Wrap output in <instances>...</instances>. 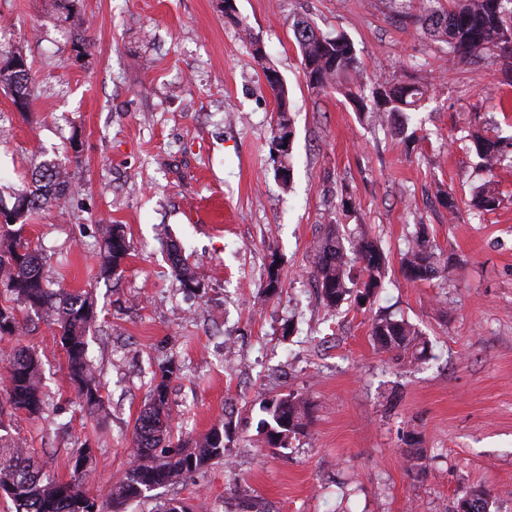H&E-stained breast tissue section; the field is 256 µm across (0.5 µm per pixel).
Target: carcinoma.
Returning a JSON list of instances; mask_svg holds the SVG:
<instances>
[{
    "label": "carcinoma",
    "instance_id": "1",
    "mask_svg": "<svg viewBox=\"0 0 512 512\" xmlns=\"http://www.w3.org/2000/svg\"><path fill=\"white\" fill-rule=\"evenodd\" d=\"M427 11L414 18L427 34L448 46V59L479 62L495 54L512 57V0H453L446 10L441 0H428ZM302 69L310 89L319 93L341 83V78L360 68L353 42L343 33L324 32L305 20L294 24ZM0 86L12 101L30 105L31 90L27 71H14L0 64ZM269 88L276 102V125L288 124L294 135L286 85ZM358 112L380 127H388L401 140H408L409 113L417 112L429 99V88L419 82H379L367 87L363 82L348 91ZM469 149L485 174L476 186L472 206L493 211L501 204L494 180L495 170L512 161V135L488 137L479 129L468 134ZM31 189L18 195L26 206L12 224H0V287L6 294L0 303V339L24 332V322L16 314L21 304L52 318L60 344L67 356V371L75 387L79 406L93 416L102 408L101 382L87 356V336L96 321L94 300L86 290L55 291L45 276L46 257L32 248L24 237V227L32 213L50 206H63L69 199L68 172L53 161L43 163ZM131 243L122 226L108 231L99 251V272L105 278L117 275L130 254ZM173 273L186 288L200 285L197 272L175 248L168 251ZM385 266L383 251L365 237L346 247L339 226L329 224L314 263L317 289L333 309L353 298L369 301L381 287ZM404 274L412 281H427L448 271V262L420 228L402 261ZM371 336L385 352L406 354L417 360L422 356L421 333L404 320L390 316L377 319ZM176 372L174 362L154 378L150 400L137 417L132 439L134 452L127 468L109 485L106 498L118 508L140 500L157 487L176 485L193 477L227 456V441L232 439V416L224 418V428H214L194 441L172 440L173 417L168 403V379ZM0 394L13 412L28 415L44 413L43 365L40 358L25 347L15 349L6 376L0 381ZM268 418L260 427L272 448L288 447L289 439L303 432L311 422L309 403L292 393L265 406ZM0 421V494L7 496L14 512H99L97 497L85 489L83 476L95 459L93 448L85 444L70 458L72 472L67 481L44 472L29 449L3 433Z\"/></svg>",
    "mask_w": 512,
    "mask_h": 512
}]
</instances>
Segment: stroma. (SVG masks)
Returning <instances> with one entry per match:
<instances>
[{
	"mask_svg": "<svg viewBox=\"0 0 512 512\" xmlns=\"http://www.w3.org/2000/svg\"><path fill=\"white\" fill-rule=\"evenodd\" d=\"M423 10L422 0H0V52L26 57L36 92L21 113L0 89V202L12 206L43 161L67 165V205L33 215L24 234L49 256L51 288L92 291L98 311L88 356L103 409L93 418L80 411L53 325L22 308L26 332L0 340V370L18 345L43 360L44 413L0 421L44 471L69 479V458L90 444L85 487L102 493L127 468L152 378L172 359L174 437L232 418L228 459L125 512L170 499L207 512H251L255 501L266 512H455L470 487L489 491L491 512H512V166L498 172L501 206L472 216L480 177L464 140L488 115L512 134V67L449 65L445 44L401 19ZM299 19L347 35L364 83L408 74L429 86L413 143L374 129L341 90L308 89ZM253 38L288 87L287 186L274 175L276 102ZM481 95L483 115L472 109ZM343 187L356 201L349 212L338 208ZM332 221L381 247L374 303L322 302L314 259ZM110 224L124 226L133 250L121 276L104 279ZM419 224L449 260L443 277L402 270ZM171 243L202 287L176 280ZM273 263L280 284L268 295ZM384 314L416 325L425 358L376 349L371 325ZM291 393L307 399L311 423L270 448L262 406ZM417 448L419 468L408 460Z\"/></svg>",
	"mask_w": 512,
	"mask_h": 512,
	"instance_id": "1",
	"label": "stroma"
}]
</instances>
